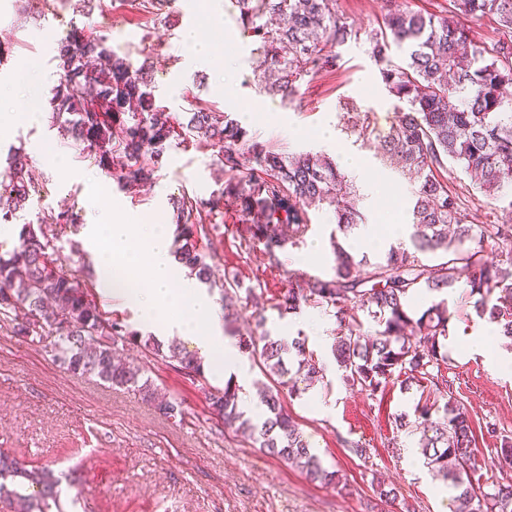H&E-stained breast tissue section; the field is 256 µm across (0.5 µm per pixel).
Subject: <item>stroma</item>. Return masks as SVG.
I'll return each instance as SVG.
<instances>
[{"instance_id": "stroma-1", "label": "stroma", "mask_w": 512, "mask_h": 512, "mask_svg": "<svg viewBox=\"0 0 512 512\" xmlns=\"http://www.w3.org/2000/svg\"><path fill=\"white\" fill-rule=\"evenodd\" d=\"M450 0H336V12L358 32L357 40L340 46L341 62L332 73L305 79L291 101L258 92L254 72L259 55L244 35L231 0H170L172 27L157 25L141 0H104L94 13L97 26L112 36L114 49L135 52L154 45L150 59L151 85L172 116H181L187 95L202 105L239 117L251 110L246 131L250 142L275 143L288 152L325 151L332 158L360 155L365 167L355 183L368 223L387 230L409 222L410 181L391 170L376 154L353 137L338 131L331 146L320 139L323 125L336 126L343 104L374 113L380 130H388L393 101L383 88L369 40L384 28L388 7L429 13L448 7ZM224 13L213 28L211 9ZM68 0H55L34 19L22 14L18 0H0V41L10 42L12 55L0 66V86L11 88L27 72L38 76L34 95L21 96L13 108L25 117L0 137V155L10 146H23L32 159V173L40 193L26 203L16 222L50 217L75 207L87 216V191L98 186L104 201L119 202L134 223L158 215L174 221L171 197L184 193L209 197L225 179L216 151L174 147L161 168L140 191L128 193L92 160L63 143L49 119L50 90L58 76L54 49L73 18ZM196 28L198 39L215 53L233 58L238 79L234 96H226L224 82L188 49L182 33ZM311 228L302 242L286 246L280 265H272L263 243L254 240L249 224L232 212L214 225L202 249H215L211 292L221 296L224 280L239 282L250 295L239 307L238 334L291 340L308 338L310 350L329 359L336 320L319 308L302 307L279 314L276 303L289 287L293 260L307 253L313 242L321 250L306 265L309 274H331L334 255L331 236L336 225L327 209L311 212ZM458 317L450 333L452 344L447 375L453 397L465 407L475 431L478 467L473 482L488 485L512 478V468L496 462L499 435L512 433V372L495 363V344L475 348L470 334L484 326L467 304L465 289L450 296ZM267 316L258 328L256 311ZM53 337L33 342L17 336L13 325L0 321V448L35 467H51L69 474L80 492L77 512H454V489L433 475L411 432H397V414H413L419 389L387 386L383 397L372 399L345 386L337 370H326L317 386L286 398L305 439L324 466L339 472L340 485L309 481L297 468L254 448L243 434L225 428L211 414L208 393L222 386L213 374L193 379L133 343L120 346L127 361L143 366L158 392L176 405L175 417H160L139 392L77 379L56 360ZM495 424L497 434L488 433ZM369 450L361 459L351 443ZM394 487L397 497L380 499L379 486Z\"/></svg>"}]
</instances>
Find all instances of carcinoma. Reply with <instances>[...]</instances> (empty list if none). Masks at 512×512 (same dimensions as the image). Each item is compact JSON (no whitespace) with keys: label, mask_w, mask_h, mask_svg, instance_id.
Wrapping results in <instances>:
<instances>
[{"label":"carcinoma","mask_w":512,"mask_h":512,"mask_svg":"<svg viewBox=\"0 0 512 512\" xmlns=\"http://www.w3.org/2000/svg\"><path fill=\"white\" fill-rule=\"evenodd\" d=\"M448 13L423 14L391 9L384 31L371 37L370 54L394 100V120L381 134L373 113L342 112V130L361 146L377 145L381 156L396 160L414 175L409 243L389 248L374 262L356 259L339 241H331L335 265L328 277L299 276L275 305L278 312L306 305L334 309L336 336L331 351L342 382L372 398L395 381L425 394L414 416L395 418L398 431L420 434L426 464L451 481L455 512H512V479L489 488L475 484V437L467 412L452 400L451 383L442 374L448 363V339L457 310L443 298L421 312L410 301L423 294L447 295L463 286L476 315L512 339V224H479L469 205L472 192L488 205L512 187V0H452ZM103 0H83L86 21L70 22L58 43V83L51 89V123L60 125L86 157L95 161L122 190L150 181L174 140L218 150L229 177L207 199L183 194L172 199L179 227L178 260L201 281L210 279L199 237L204 225L224 218L232 207L253 226L271 262L278 252L304 238L309 209L321 206L334 216L344 235L365 223L357 187L325 153H284L274 145L246 146V131L230 116L193 107L186 121L165 115L150 89L152 50L142 48V63L131 52L117 53L106 31L90 18ZM243 30L263 55L257 87L284 101L292 100L307 77L339 68L337 47L357 39V31L336 14V0H232ZM486 15L498 19L503 37L492 45L473 41L469 23ZM403 62L389 60L391 45ZM0 175V224H10L29 198L40 192L31 176L30 159L21 146L9 149ZM470 179L450 189L448 168ZM19 250L0 256V320H15L14 333L43 339L58 336V360L73 376L92 377L117 387L139 390L163 416L175 406L157 397L142 368L117 356V342L133 339L155 357L176 364L195 377L204 376L198 358L177 344L142 338L118 319L104 316L87 288L64 270L58 234L43 221L22 225ZM499 260L487 262L489 249ZM441 254L435 261L429 254ZM239 284L224 282V319L235 315ZM370 328H365V325ZM239 337L242 351L259 358L276 386L260 394L266 418L251 424L239 410L240 387L228 380L209 394L214 414L237 432H251L254 443L299 469L314 482L339 483L304 440L283 395L323 378L320 359L302 336L290 344L269 334ZM61 479L49 467L30 468L21 458L0 451V498L13 500L19 512H66L79 503L61 500Z\"/></svg>","instance_id":"obj_1"}]
</instances>
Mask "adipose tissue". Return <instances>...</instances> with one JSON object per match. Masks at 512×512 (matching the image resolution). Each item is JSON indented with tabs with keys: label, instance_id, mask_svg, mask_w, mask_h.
I'll return each instance as SVG.
<instances>
[{
	"label": "adipose tissue",
	"instance_id": "obj_1",
	"mask_svg": "<svg viewBox=\"0 0 512 512\" xmlns=\"http://www.w3.org/2000/svg\"><path fill=\"white\" fill-rule=\"evenodd\" d=\"M93 214L81 228L84 249L96 262L99 289L132 304L146 325L190 339L213 374L244 382L237 341L219 326L220 306L172 253L166 225L134 224L120 204L88 193Z\"/></svg>",
	"mask_w": 512,
	"mask_h": 512
}]
</instances>
